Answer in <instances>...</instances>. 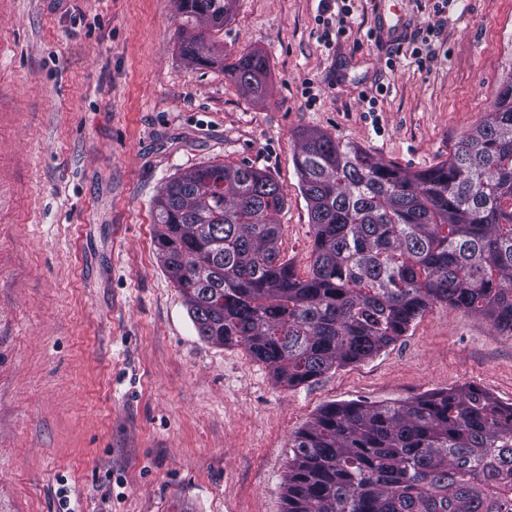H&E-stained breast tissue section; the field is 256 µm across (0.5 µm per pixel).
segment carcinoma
<instances>
[{"mask_svg":"<svg viewBox=\"0 0 512 512\" xmlns=\"http://www.w3.org/2000/svg\"><path fill=\"white\" fill-rule=\"evenodd\" d=\"M235 0H177L205 32L182 43L215 63L210 32ZM267 58L224 66L266 93ZM314 230L300 277L281 258L284 188L250 165L188 169L155 202L167 275L208 343L243 346L297 386L379 354L435 303L512 333V68L448 159L412 172L306 130L294 158ZM206 268L210 287L197 271ZM284 512H501L512 491V404L477 387L323 407L292 444Z\"/></svg>","mask_w":512,"mask_h":512,"instance_id":"carcinoma-1","label":"carcinoma"}]
</instances>
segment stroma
<instances>
[{"mask_svg":"<svg viewBox=\"0 0 512 512\" xmlns=\"http://www.w3.org/2000/svg\"><path fill=\"white\" fill-rule=\"evenodd\" d=\"M383 2L349 0L327 44L319 0H236L196 67L175 0H0V512H282L293 439L326 405L469 386L512 404V334L441 303L286 386L200 339L155 246L168 180L247 163L285 189L278 247L304 277L302 131L411 171L447 159L512 62V0H395L396 44L375 34ZM247 52L267 98L224 77Z\"/></svg>","mask_w":512,"mask_h":512,"instance_id":"stroma-1","label":"stroma"}]
</instances>
